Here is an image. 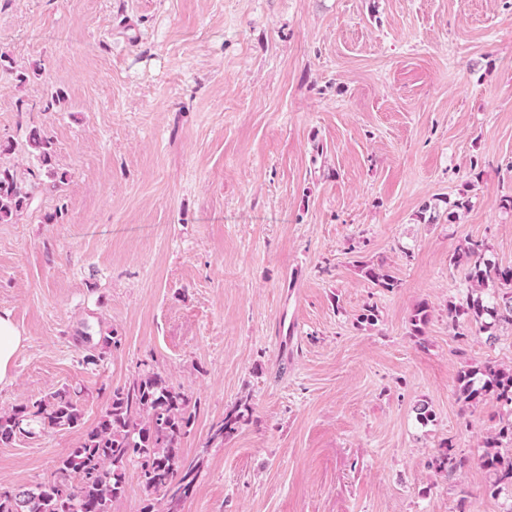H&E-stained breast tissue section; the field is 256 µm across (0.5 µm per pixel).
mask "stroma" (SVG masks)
<instances>
[{"instance_id": "1", "label": "stroma", "mask_w": 512, "mask_h": 512, "mask_svg": "<svg viewBox=\"0 0 512 512\" xmlns=\"http://www.w3.org/2000/svg\"><path fill=\"white\" fill-rule=\"evenodd\" d=\"M0 55V163L37 170L36 126L68 175L0 223V312L25 337L0 411L77 388L90 427L154 370L199 404L183 512H502L480 462L502 411L462 405L457 376L512 368V326L488 343L448 303L459 245L512 265V0H0ZM86 329L121 338L96 366ZM79 437L0 446V482L46 481ZM365 276L373 282L377 288L391 292L399 286L398 278L389 270L380 266L378 268L371 267L367 264L361 266ZM251 408L246 402L238 403L224 414V419L211 427L210 441L224 442L233 436L250 414ZM464 463V459L458 457L452 443L444 442L437 456L434 458L432 465L439 472L453 473L458 467Z\"/></svg>"}]
</instances>
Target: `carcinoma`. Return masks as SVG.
Returning a JSON list of instances; mask_svg holds the SVG:
<instances>
[{"mask_svg": "<svg viewBox=\"0 0 512 512\" xmlns=\"http://www.w3.org/2000/svg\"><path fill=\"white\" fill-rule=\"evenodd\" d=\"M28 146L39 167L53 166L50 137L34 128ZM36 189V174L23 180L0 166V223L11 222L27 209ZM450 262L467 265L470 289L461 302H448V315L467 317L487 334V341H495L499 324L512 325V265L487 259L483 243L475 240L454 251ZM362 271L378 288L391 292L399 287V279L388 269L364 264ZM428 322V305L421 303L410 318L411 334L424 335ZM120 344L121 337L113 332L102 337L100 350L87 355L86 363L98 364L105 350ZM457 396L465 406L491 396L508 412L495 436L486 440L481 462L491 475L489 491L512 494V369L492 364L469 367L458 377ZM250 411L245 402L228 410L211 427L210 441L233 436ZM195 417L196 406L188 395L154 371L112 389L108 407L92 427H83V403L66 388L0 412V445L9 446L21 436L82 429L79 441L60 458L49 480L30 488L0 483V512H112V504L125 495L130 469L137 472L145 492L141 512H182L204 463L201 455L188 461L181 454V439ZM463 463L453 444L445 442L432 465L449 474ZM156 493L163 501L152 498Z\"/></svg>", "mask_w": 512, "mask_h": 512, "instance_id": "1", "label": "carcinoma"}]
</instances>
